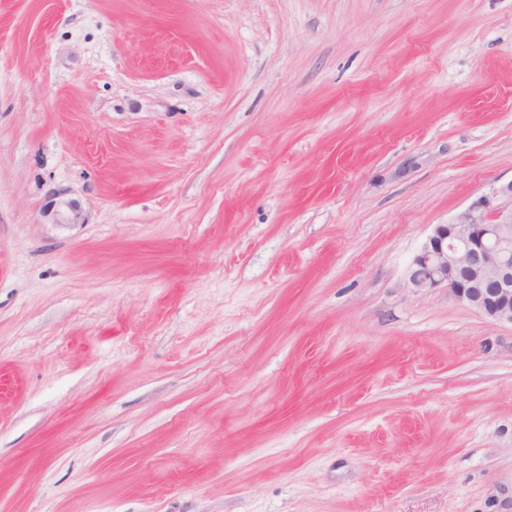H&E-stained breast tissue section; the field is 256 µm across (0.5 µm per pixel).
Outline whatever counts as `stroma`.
<instances>
[{
  "label": "stroma",
  "instance_id": "stroma-1",
  "mask_svg": "<svg viewBox=\"0 0 512 512\" xmlns=\"http://www.w3.org/2000/svg\"><path fill=\"white\" fill-rule=\"evenodd\" d=\"M511 181L512 0H0V512H512ZM407 286L447 288L457 300L512 326V181L433 232L413 256Z\"/></svg>",
  "mask_w": 512,
  "mask_h": 512
}]
</instances>
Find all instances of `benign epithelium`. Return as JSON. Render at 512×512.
Wrapping results in <instances>:
<instances>
[{
  "label": "benign epithelium",
  "instance_id": "1",
  "mask_svg": "<svg viewBox=\"0 0 512 512\" xmlns=\"http://www.w3.org/2000/svg\"><path fill=\"white\" fill-rule=\"evenodd\" d=\"M407 286L446 288L493 321L512 325V181L435 225L410 262Z\"/></svg>",
  "mask_w": 512,
  "mask_h": 512
}]
</instances>
